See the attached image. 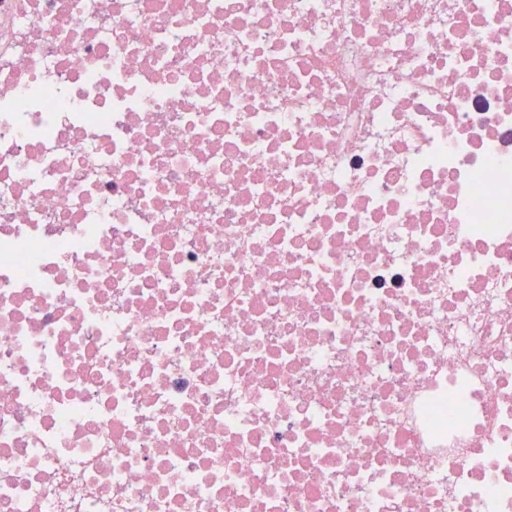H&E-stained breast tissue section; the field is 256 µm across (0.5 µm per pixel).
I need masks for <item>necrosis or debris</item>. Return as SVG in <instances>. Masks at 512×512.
<instances>
[{
  "instance_id": "necrosis-or-debris-1",
  "label": "necrosis or debris",
  "mask_w": 512,
  "mask_h": 512,
  "mask_svg": "<svg viewBox=\"0 0 512 512\" xmlns=\"http://www.w3.org/2000/svg\"><path fill=\"white\" fill-rule=\"evenodd\" d=\"M0 512H512V0H0Z\"/></svg>"
}]
</instances>
